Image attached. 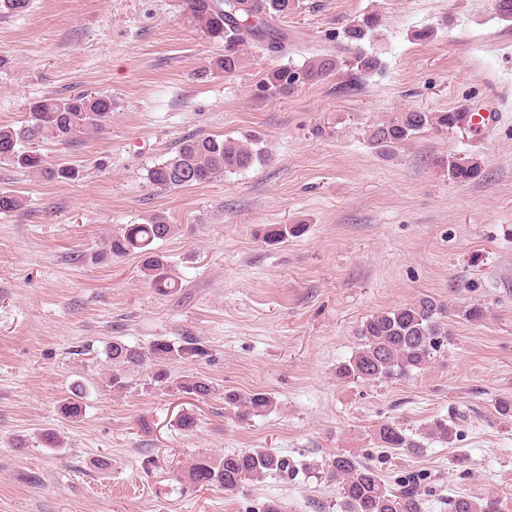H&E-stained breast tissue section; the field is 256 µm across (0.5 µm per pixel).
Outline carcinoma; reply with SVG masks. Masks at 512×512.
<instances>
[{
	"instance_id": "cac0c4a2",
	"label": "carcinoma",
	"mask_w": 512,
	"mask_h": 512,
	"mask_svg": "<svg viewBox=\"0 0 512 512\" xmlns=\"http://www.w3.org/2000/svg\"><path fill=\"white\" fill-rule=\"evenodd\" d=\"M294 8L295 0H184V10L196 26L209 38L224 41V56L215 65L228 74L240 67V47L246 43L270 54H287L288 37L272 21L288 15ZM377 25V15L367 14L344 30V40L357 46ZM344 66L354 71L351 80L339 86L342 92L348 93L357 90L364 76L379 70L381 62L376 55L363 51L349 59L328 51L298 69L288 66L275 69L261 89L286 94L302 83L328 78ZM25 112L21 125L0 126V160H7L44 181L62 182L73 179L75 170L47 163L40 147L45 143L69 144L82 134L103 130L112 118V95L48 94L29 102ZM460 127L459 112H402L373 127L369 141L380 155L388 158L425 129L451 132ZM264 161L265 151L256 141L242 143L232 138L196 135L184 138L174 155L148 169L146 180L165 190L207 185L223 179L226 173L246 171ZM442 168L457 183H467L481 175V165L474 159L450 157ZM23 206L24 199L18 192L0 190V214L17 212ZM176 230L177 225L167 223L162 217H155L147 224H125L112 233L91 260L101 263L135 255L151 288L159 295H168L178 288V281L165 256L158 251L157 243L172 237ZM304 231L302 224H278L268 228L266 238L279 241L299 237ZM446 317L445 305L429 295L372 315L359 330L360 348L340 367L339 376L381 380L407 376L426 367L448 349ZM105 352L112 365L108 386L116 392L128 388V370L146 363L154 368L152 381L161 390L175 389L199 400L214 392L212 382L203 376L183 375L173 379L168 371L172 363L207 356L206 347L196 337L185 336L180 342L157 337L146 346L114 339ZM83 399V389L78 385L71 396L61 400L59 412L66 419L80 420ZM277 404L270 392L246 395L234 390L224 392V406L235 410L240 419L269 413ZM426 435L446 443L453 431L447 421L440 419ZM377 436L380 447L389 452L420 456L425 451L422 441L396 423L381 424ZM295 472V465L288 457L266 448H250L226 453L218 460L200 455L191 463L183 480L193 487L215 486L235 492L267 477L286 479ZM326 473L338 485L341 512H425L424 495L416 482L406 481L394 488L372 464L355 456L338 455L330 459ZM448 506L450 512H498L497 503L492 500L463 495L451 499Z\"/></svg>"
}]
</instances>
